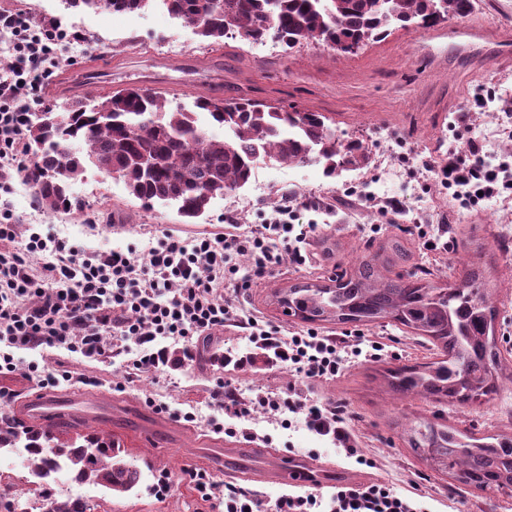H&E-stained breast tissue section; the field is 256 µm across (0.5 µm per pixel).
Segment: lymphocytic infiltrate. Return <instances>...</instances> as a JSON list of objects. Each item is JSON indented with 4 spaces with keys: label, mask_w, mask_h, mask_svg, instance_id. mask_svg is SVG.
<instances>
[{
    "label": "lymphocytic infiltrate",
    "mask_w": 512,
    "mask_h": 512,
    "mask_svg": "<svg viewBox=\"0 0 512 512\" xmlns=\"http://www.w3.org/2000/svg\"><path fill=\"white\" fill-rule=\"evenodd\" d=\"M0 27L11 31L8 46L12 62L0 76V172L31 167L26 139L29 109L19 93L39 87L60 68L57 44L69 41L60 23H33L12 0L0 7ZM442 184L466 209L482 200L512 195V155L489 165L479 141H469L465 152L449 151L448 160L435 169ZM16 224L10 210L0 211V371L15 368L13 349L48 346L63 348L86 357L103 353L102 337H138L142 350L134 361L137 370L155 369L163 357L153 349L157 337L188 339L206 336L217 327L233 322L235 308L224 298V283L237 273L231 259L248 256L250 276L264 277L280 262L273 245L302 243L314 227L297 221L291 207L277 209L248 232L240 231L234 218L224 230L192 242L168 235L150 248L142 268H135L122 252L84 254L65 241L47 243L31 234L25 253L5 249L15 236ZM49 252L51 259L32 268L26 254ZM250 335L273 348L282 361L311 380L335 377L348 358L376 357L384 348L378 341L366 347H349L336 339L307 330L290 335L280 328L250 321ZM254 406L269 414L303 413L308 427L328 436L357 463L371 465L359 455L348 429L345 405L323 404L303 397L280 399L258 393ZM275 512H423L412 495L396 493L384 482L340 486L329 499L316 492L281 496Z\"/></svg>",
    "instance_id": "obj_1"
}]
</instances>
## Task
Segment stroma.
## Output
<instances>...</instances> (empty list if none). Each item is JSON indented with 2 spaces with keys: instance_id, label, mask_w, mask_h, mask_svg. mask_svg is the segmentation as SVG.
<instances>
[{
  "instance_id": "obj_1",
  "label": "stroma",
  "mask_w": 512,
  "mask_h": 512,
  "mask_svg": "<svg viewBox=\"0 0 512 512\" xmlns=\"http://www.w3.org/2000/svg\"><path fill=\"white\" fill-rule=\"evenodd\" d=\"M24 5L33 18L60 19L73 35L58 47L60 71L70 77L72 89L56 91L55 79H48L40 90L27 92L31 112L50 107L59 112L69 97L90 100L103 89L142 87L161 90L171 109L191 105L203 95L322 112L335 120L338 134L366 137L370 153L388 143L391 164L400 171L396 177L373 161L362 171L334 179L325 177L316 164L258 162L252 184L236 192L237 197L254 201L246 224L261 223L276 203L296 202L301 223L317 225L318 232L308 245L311 264L296 265L291 252L285 251L279 269L266 279L246 288L225 289V297L240 304L242 318L300 330V323L278 317L272 303L275 292L289 283L326 279L338 262L376 251L396 237L409 258L393 264L391 273L405 272L414 264L449 275L459 274L467 265L484 268L486 284L497 294L502 350L512 362V237L500 232L501 225H512V197L461 209L449 199L437 175L423 168L427 161H447L449 150H463L470 138H482L490 111L512 113V64L501 65L490 50L449 49L440 33L455 26V19L393 30L358 54L339 58L327 47L288 50L274 41L259 53L251 44L229 36L212 49L194 29L172 17L161 0L122 15L105 8H72L67 0H24ZM90 60L102 65L97 89L82 84V66ZM458 112L465 120L452 124ZM362 174L368 175V182H359ZM10 183L12 191L0 196V206L15 215L16 236L9 247L19 252L35 232L68 239L89 252L127 250L140 265L149 243L163 234L190 240L220 233L230 213L229 199H218L195 223H184L175 206L145 207L122 182L93 166L71 188L84 205L80 213L52 212L39 205L21 174H12ZM86 212L97 215V222L85 223ZM372 224L379 225L378 233L369 232ZM417 224L447 225L444 247L425 249L412 233ZM362 332L388 343V352L378 359L348 363L331 380H307L277 359L254 367L250 358L257 351L256 343L244 329L227 326L209 337L212 353L227 362L223 368L193 355L181 365L168 362L140 373L132 368L138 350L132 338L126 340L124 353L108 350L95 358L58 348L18 349L15 370L0 374V391L11 394V407L20 415L24 401L42 390L31 368L60 377V384L47 390L49 395L81 390L88 397L75 409L81 431L120 440L131 456L144 460L141 484L125 494L76 483L65 472L42 488L50 500L84 498L94 512H219L228 484L257 498L262 512H274L277 499L289 488L273 481L272 474L291 455L338 466L351 485L383 481L399 491L416 486L428 512H512V498L489 503L478 494L456 489L448 476L431 471L414 456L401 437L408 418L431 414L433 406L419 399L390 397L376 375L401 361L432 359L430 343L389 325L366 326ZM228 379L240 403L249 408L239 418L222 412L214 399ZM261 388L283 396L293 390L314 400L345 404L354 444L359 454L374 460V467L357 465L330 438L309 430L303 421L286 430L250 408L251 398ZM443 416L449 425L479 436L512 434V381H503L489 402L449 407ZM207 448L232 449L242 457L248 474L232 477L223 466L204 463L201 453ZM195 470L211 475L215 484L211 499H201L191 483L189 474ZM31 480L24 455H0V495L31 498Z\"/></svg>"
}]
</instances>
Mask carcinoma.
Here are the masks:
<instances>
[{"instance_id":"carcinoma-1","label":"carcinoma","mask_w":512,"mask_h":512,"mask_svg":"<svg viewBox=\"0 0 512 512\" xmlns=\"http://www.w3.org/2000/svg\"><path fill=\"white\" fill-rule=\"evenodd\" d=\"M73 7H105L137 12L153 0H69ZM168 11L195 23L208 45H219L228 33L253 44L274 38L294 49L310 43L355 55L390 33L416 21L435 23L463 18L472 0H164ZM99 110L86 101L66 103L61 121L47 111L48 122L29 146L36 160L28 174L37 202L53 211H71L79 202L71 185L91 164L123 182L130 195L148 206L174 202L187 223L201 216L212 200L245 186L254 165L270 156L282 163H315L328 178L365 167L369 155L358 138L336 134L321 112L261 104L248 98L226 101L198 96L193 109H165L158 93L139 87L100 96ZM204 113L231 136L218 139L199 124ZM81 149L72 150L73 143ZM155 159L149 169L137 158ZM406 258L399 239L348 263L336 265L324 283L288 287L276 303L307 324H391L430 341L436 357L398 364L384 371L383 382L397 397L416 396L452 407L487 402L500 390L508 370L496 336L499 307L484 273L464 268L459 278L440 281L416 264L404 274L388 275V265ZM412 453L435 472L492 499L512 496V435L476 437L444 422L440 414L417 416L402 429ZM23 445L34 484L61 472L78 482L105 487L116 494L136 488L142 470L123 454L120 442L97 433H78L61 440L37 425L0 410V451ZM50 512H85L80 498L51 501Z\"/></svg>"}]
</instances>
